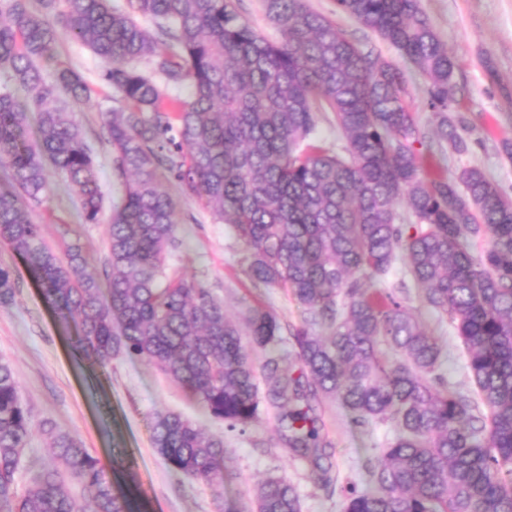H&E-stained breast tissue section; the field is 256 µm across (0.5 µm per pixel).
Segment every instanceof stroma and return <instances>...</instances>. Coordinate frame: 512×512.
I'll use <instances>...</instances> for the list:
<instances>
[{
    "label": "stroma",
    "instance_id": "stroma-1",
    "mask_svg": "<svg viewBox=\"0 0 512 512\" xmlns=\"http://www.w3.org/2000/svg\"><path fill=\"white\" fill-rule=\"evenodd\" d=\"M330 17L348 38L373 49L381 57L400 62L399 52L355 19L337 11L335 0H308ZM422 10L456 62L454 82L457 105L468 152L446 155L440 165L448 173L476 166L501 190L512 195V160L503 152L512 141V0H420ZM59 59L76 71L88 88L78 103L59 94L56 106L68 112L91 144L99 184L106 199L120 195L122 180L112 163L103 115L116 107L111 88L101 79L102 64L90 49L68 34H60ZM49 192L34 207L33 220L43 227L46 241L55 248L78 245L85 270L102 277L108 256L109 218L85 223L71 187L53 166H46ZM163 188L175 195L180 249L171 260L176 274L201 281L221 299L227 312L245 320L252 308L273 314L285 328L302 321V310L287 289L257 286L246 273L245 249L227 224L217 222L204 203L178 196L174 182ZM0 267L13 271L17 290L10 308H0V359L13 368L21 387L32 433L24 467L17 475L25 485L28 468L45 461L44 423L69 432L98 457L134 501L133 512H249L251 491L267 478L285 476L299 492L303 512H342L350 486H364V466L377 455V445L388 435L385 426H353L346 412L331 401L319 409L322 433L333 446L331 489H323L307 462L288 455L280 429L270 414L245 432H225L174 380L147 363L123 356L106 369L75 356L70 348L74 325L44 299L41 286L26 262L0 244ZM409 306L429 327L435 316L422 307L414 289L403 291ZM446 357L443 370L454 388L472 393L462 345L457 336L438 328ZM178 412L208 434H222L229 450L231 476L222 491L178 474L166 465L151 443L148 422L158 411Z\"/></svg>",
    "mask_w": 512,
    "mask_h": 512
}]
</instances>
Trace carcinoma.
Returning a JSON list of instances; mask_svg holds the SVG:
<instances>
[{"mask_svg": "<svg viewBox=\"0 0 512 512\" xmlns=\"http://www.w3.org/2000/svg\"><path fill=\"white\" fill-rule=\"evenodd\" d=\"M237 0H0V243L26 259L47 303L75 323L74 350L101 366L125 356L178 382L230 431L259 422L262 400L278 410L286 443L322 481L328 443L309 400H332L358 426L392 434L370 487L351 488L343 512H512V196L477 167L423 173L428 147L406 105L403 72L359 48L306 0H262L280 31L273 42L238 11ZM337 11L393 45L428 83L438 141L464 153L453 115L455 63L420 0H336ZM51 15L54 22L46 20ZM150 20L140 25L134 16ZM102 62L121 108L105 114L107 141L124 179L109 217L104 280L84 272L79 246L47 244L28 208L41 204L51 163L73 188L86 223L103 194L81 129L47 107L87 87L58 64L59 30ZM147 61L150 71L138 68ZM28 92L16 98L11 85ZM189 85L187 99L174 94ZM333 112L346 145L316 144L317 114ZM197 198L244 245L256 284L290 289L302 323L285 337L255 308L245 325L201 282L168 273L180 246L177 204L158 175ZM406 201L416 222L401 224ZM488 239L479 251L469 239ZM423 304L448 320L463 344L476 395L448 385L444 353L392 292L364 284L396 263ZM16 281L0 268V308ZM265 362L257 374L251 353ZM293 352L300 376L280 361ZM268 386L260 394V381ZM167 466L210 487L228 473L224 438L180 414L150 418ZM32 427L9 362L0 360V507L6 512H85L58 470L43 467L20 489L16 475ZM47 453L63 463L92 512H131L101 460L70 434L44 424ZM253 512H302L296 487L271 477L253 491Z\"/></svg>", "mask_w": 512, "mask_h": 512, "instance_id": "cac0c4a2", "label": "carcinoma"}]
</instances>
